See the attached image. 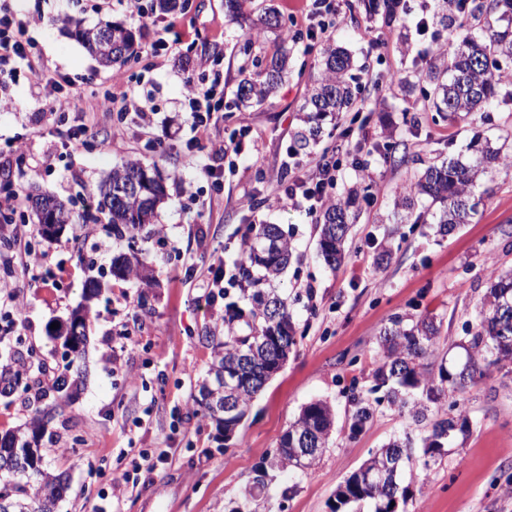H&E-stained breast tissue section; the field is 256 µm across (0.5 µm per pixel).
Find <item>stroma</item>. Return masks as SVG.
I'll return each instance as SVG.
<instances>
[{
	"label": "stroma",
	"mask_w": 512,
	"mask_h": 512,
	"mask_svg": "<svg viewBox=\"0 0 512 512\" xmlns=\"http://www.w3.org/2000/svg\"><path fill=\"white\" fill-rule=\"evenodd\" d=\"M6 2L31 22L41 74L33 76L21 65L14 75L0 77V100L10 101L0 108V189L55 192L70 200L79 216L112 168L134 157L156 164L166 186L164 203L137 241L154 287L112 275V259L121 247L102 220L68 225L53 241L31 235L58 283L34 284L18 268L0 264V279L26 293V346L49 367L65 371L75 388L72 402L46 418L48 432L68 447L45 460L46 467L68 477L55 512H92L96 492L110 488L113 473L130 469L135 448L160 453L161 459L137 487L114 494V512H228L301 408L319 399L335 413L327 448L309 476L273 470L256 512H330L338 485L392 437L410 436L413 456L421 457L420 429L408 427L406 416L387 402L375 404L363 431L352 434V398L370 395L379 364L378 332L390 317H434L441 354L459 355L456 343L475 325L491 272L512 268V140L503 147L508 165L484 184L487 194L478 214L452 234H442L431 220H392L394 201L424 163L465 152L473 135L494 138L501 128H512V83L503 85L493 111L448 126L415 100L404 99L396 85L413 66L401 56L402 40L427 48L441 42L435 33L423 37L417 31L432 0H408V15L391 26L369 18L361 0H348L330 38L348 48L361 69L366 119L347 139L337 126L349 124L350 115L322 122L328 136L321 145L336 149L340 161L333 196L359 193L345 259L332 269L318 255V226L304 205L273 200L291 173L310 169L317 160L292 151L321 46L302 36L297 6L272 0L282 27L261 33L256 53L267 62L287 47L288 73L269 103L258 108L236 103L247 64L239 51L244 31L226 17L224 0H191L187 14L151 12L143 19L117 6L98 7L97 0ZM70 16L88 26L103 21L134 30L136 54L124 67L123 81H111L110 70L68 33L63 22ZM170 23L179 30L194 25L196 33L166 53L152 54V42ZM374 38L381 45L372 51L368 43ZM215 72L223 78L224 116L209 138L195 145L185 84L208 81ZM58 74L81 83L70 109L50 115L37 86ZM106 90L131 104L150 98L152 109L143 116L130 107L111 123L92 127L78 149H68L67 132L80 124V107ZM235 132L243 136L238 151L228 142ZM107 136L111 145L101 147ZM218 141L224 144L220 156L212 152ZM385 142L407 153L408 163L397 166L372 153L374 144ZM208 164L217 167L218 181L202 177L200 169ZM254 222L279 225L292 246L279 289L288 297L295 343L227 440L197 414L195 402L211 356L206 337L224 307L205 313L196 298L210 267L220 265L226 275H235L241 238ZM384 249L390 259L376 265ZM91 278L101 282L106 300L92 315L84 356L74 360L49 332L81 302ZM124 327L133 342L123 350L117 332ZM112 353L121 371L109 364ZM458 400L469 429L428 471L405 473L407 512H512V375L492 371Z\"/></svg>",
	"instance_id": "obj_1"
}]
</instances>
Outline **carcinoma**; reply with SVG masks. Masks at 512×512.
Masks as SVG:
<instances>
[{
    "mask_svg": "<svg viewBox=\"0 0 512 512\" xmlns=\"http://www.w3.org/2000/svg\"><path fill=\"white\" fill-rule=\"evenodd\" d=\"M369 15L382 13L388 21H397L407 9L405 0H363ZM433 15L436 23L448 30L453 51L448 57L438 59L415 72L417 82L405 80L402 88L409 94L423 83V108L437 112L448 122L469 119L476 112L485 111L500 95L503 73H512V0H468L457 10L448 8V0ZM112 40V53L99 52L96 36L88 28H76L75 38L85 44L100 64L115 66L126 64L134 53L132 30L105 25ZM321 66L310 76L307 94L302 105L305 127L295 133L300 149H312L321 136L322 117L342 112L353 105L362 92L360 77L351 53L331 42L323 44L319 51ZM288 67V55L265 64L246 74L238 83L236 99L262 105L268 101L284 78ZM503 164L501 149L489 140L475 138L466 153L450 158L441 164L428 165L406 195L396 202V209L410 212L415 202L428 200L437 207L432 217L440 224V230L453 232L467 224L477 214L484 200L478 189ZM151 168L143 162H127L112 169V174L98 186L97 209L107 217L112 235L118 243L126 242L127 252L112 259V272L124 278L150 283L145 274L141 250L132 249L141 228L148 223L156 208L164 201L163 185L142 183ZM357 193L346 199H337L328 205L319 217L320 235L318 253L331 268L344 259V243L353 223L350 213ZM36 223H42V214L52 210H66L68 221H74L73 212L55 194L44 191L30 198ZM292 248L288 238L277 224H259L242 237L237 261L239 282L245 306L231 301L225 306L224 330H215L206 337L212 353L208 365V382L201 389L212 387L218 396L207 401L200 399L202 417L225 433L236 431L246 411L265 385L264 372L275 358H288L294 345V328L288 315L287 299L279 293L277 282L288 268ZM101 296L98 281L85 283L81 328L76 335L59 333L63 345L74 355H80L86 346L90 316L95 302ZM256 323L264 336L277 340L268 347H256L252 351L244 345L240 326ZM512 336V271L493 272L478 312V323L467 338L464 360L448 369L439 365V378L427 370L424 360L434 355L441 336L434 318L424 316L412 324L404 323L399 316L389 319L381 328L378 338L381 364L374 374L372 391H381L387 401L407 411L411 423L420 425L427 420L429 405L448 398V391L463 392L476 384L494 368L512 364V345L499 351L492 358L496 337ZM239 367L243 380L237 385L233 400L237 411L224 414V384L219 377L224 370ZM351 431L357 435L373 417L372 404L356 398ZM45 411L37 410L30 420L0 435V512H50L63 498L68 488L64 473H55L44 465L45 454L54 448H43L39 438L44 433ZM334 422L333 407L324 400L311 402L301 409L297 418L282 436L279 447L271 456L270 465L278 468L293 467V455L302 440L312 441V447L324 448L328 443ZM454 429V421L446 417L430 423L428 435L423 438L420 465L427 470L430 462L440 455V449L448 447V432ZM410 441L393 439L373 453L362 467L372 469L393 456L403 457L402 467L395 476L378 483L360 482L349 475L342 483L344 490L336 491V506L332 512L368 502L373 512H386L392 499L407 504V488L401 486L402 475L412 468L413 458ZM267 465L255 470L252 487L243 500L236 503L231 512H251L253 491L266 488Z\"/></svg>",
    "mask_w": 512,
    "mask_h": 512,
    "instance_id": "obj_1",
    "label": "carcinoma"
}]
</instances>
